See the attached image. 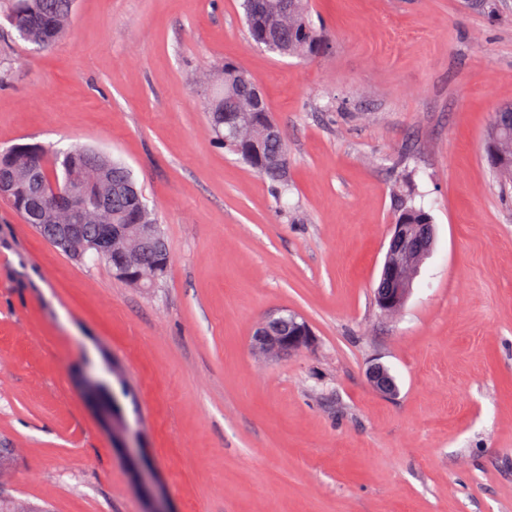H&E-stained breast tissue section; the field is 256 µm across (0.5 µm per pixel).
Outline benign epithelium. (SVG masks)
Listing matches in <instances>:
<instances>
[{
  "instance_id": "1",
  "label": "benign epithelium",
  "mask_w": 512,
  "mask_h": 512,
  "mask_svg": "<svg viewBox=\"0 0 512 512\" xmlns=\"http://www.w3.org/2000/svg\"><path fill=\"white\" fill-rule=\"evenodd\" d=\"M56 202L64 209L70 219L83 213L85 196L78 186H73L63 194H56ZM435 244V225L433 224H393L391 225L385 261L380 273L375 299L380 310L386 313L398 311L407 301L412 283L421 264L433 251ZM314 343L311 329L297 322L288 324L285 334L272 332L265 323H260L253 339L252 348L268 356L298 352L310 348ZM368 378L372 386L383 395H392L396 386L384 366L374 364L369 368ZM83 392L98 411L101 420L112 429V438L124 448L130 465L136 474H141L143 467L136 446L129 443L132 432L130 425L112 410L97 401L104 390L100 375L87 370L81 376ZM138 487L153 500L151 512H169L161 493L143 478H138Z\"/></svg>"
}]
</instances>
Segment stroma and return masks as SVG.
I'll return each instance as SVG.
<instances>
[{
    "instance_id": "35a3bbf8",
    "label": "stroma",
    "mask_w": 512,
    "mask_h": 512,
    "mask_svg": "<svg viewBox=\"0 0 512 512\" xmlns=\"http://www.w3.org/2000/svg\"><path fill=\"white\" fill-rule=\"evenodd\" d=\"M328 50L252 45L240 0H77L46 51L0 24V150L79 143L125 163L170 254L149 290L75 263L0 197V448L50 512H150L86 400L117 363L141 460L177 512H512V192L486 159L512 104V8L310 0ZM251 74L288 192L217 145L209 74ZM436 226L403 308L374 289L401 207ZM311 348L251 349L266 315ZM396 378L385 396L368 368Z\"/></svg>"
}]
</instances>
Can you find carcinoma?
<instances>
[{
	"label": "carcinoma",
	"mask_w": 512,
	"mask_h": 512,
	"mask_svg": "<svg viewBox=\"0 0 512 512\" xmlns=\"http://www.w3.org/2000/svg\"><path fill=\"white\" fill-rule=\"evenodd\" d=\"M280 0H242L243 19L249 38L258 47L280 56L311 59L328 49L324 32L311 21L308 0H293V7L284 16ZM75 0H0L10 26L17 29L19 38L39 49H49L67 32ZM212 88L206 103L211 130L224 149L238 155L260 176L268 180L278 197L288 191V166L273 162L278 156L288 161V144L268 141L262 131L274 122L267 103L249 107L248 95L253 77L236 65L226 62L219 74L203 77ZM9 176L12 188L7 200L24 220L35 226L49 240L56 225L67 223L66 214L58 209L55 200L40 192L42 184L52 181L64 191L67 186L80 184L84 195L108 197L110 212L91 209L84 222L77 225L84 250L69 243L58 248L77 262L86 261V252L98 254L95 261L107 264L113 275L125 284L122 277L125 255L109 247L110 224H154V214L143 202L130 171L121 163L102 160L84 145L67 148H42L34 157L25 144H16L0 152V176ZM399 217L408 224H424L431 216L421 208L405 207ZM139 255L135 271L141 276L140 286L152 288L166 279L168 269H156L155 264L168 253L161 232L139 236ZM34 506L0 489V512H33Z\"/></svg>",
	"instance_id": "carcinoma-1"
}]
</instances>
